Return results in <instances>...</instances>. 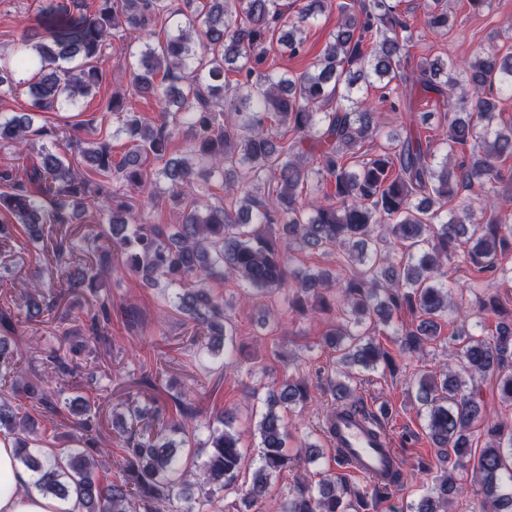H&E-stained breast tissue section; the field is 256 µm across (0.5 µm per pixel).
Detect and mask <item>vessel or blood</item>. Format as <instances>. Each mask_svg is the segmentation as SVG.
Here are the masks:
<instances>
[{
  "instance_id": "vessel-or-blood-1",
  "label": "vessel or blood",
  "mask_w": 512,
  "mask_h": 512,
  "mask_svg": "<svg viewBox=\"0 0 512 512\" xmlns=\"http://www.w3.org/2000/svg\"><path fill=\"white\" fill-rule=\"evenodd\" d=\"M330 439L349 460L359 476L375 481L400 467L399 457L388 440L375 437L367 416L337 412Z\"/></svg>"
}]
</instances>
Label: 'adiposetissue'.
Instances as JSON below:
<instances>
[{
  "instance_id": "ef3b65f1",
  "label": "adipose tissue",
  "mask_w": 512,
  "mask_h": 512,
  "mask_svg": "<svg viewBox=\"0 0 512 512\" xmlns=\"http://www.w3.org/2000/svg\"><path fill=\"white\" fill-rule=\"evenodd\" d=\"M29 480L18 465L11 440L0 438V512H63L64 503L26 491Z\"/></svg>"
}]
</instances>
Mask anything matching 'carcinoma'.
Segmentation results:
<instances>
[{"mask_svg": "<svg viewBox=\"0 0 512 512\" xmlns=\"http://www.w3.org/2000/svg\"><path fill=\"white\" fill-rule=\"evenodd\" d=\"M332 0H302L290 16L280 0H98L95 11L77 17L52 6L43 9L44 33L19 41L13 65L0 69V95L28 85L31 110L0 116V144L23 152L29 137L51 139L38 162L18 177L0 170V236L22 225L44 260L60 259L68 238L45 244L44 225L73 224L87 202L107 215L112 243L74 271L66 287L95 290L102 277L117 271L113 256L147 286L162 279L179 289L174 307L192 324L197 350L219 352L233 342L226 303L206 284L232 278L249 289L248 298H271L289 288L292 308L308 313L314 298L321 313H336L323 334L337 353L339 379L330 382L329 412L359 408L357 366L394 373L396 357L413 359L437 344L448 316L456 325L448 335V356L457 367L427 371L418 379L416 400L426 417L428 436L448 464L446 474L409 506L408 512H448L467 493L456 477L471 472L480 485V512H512V421L484 414L475 377L495 380L503 405L512 407V310L497 298L481 297L484 280L512 282V211L500 200L512 186V124L500 120L497 99L512 97V54L484 53L469 63L413 61L408 52L413 31L399 10L400 0H350L337 4L339 19L322 53L303 72L291 74L269 62L268 45H283L291 57L304 52V28ZM430 31L450 26L447 0H430ZM155 27L164 38L153 46L129 45L131 89L118 85L101 111L116 115L132 145L120 161L104 141L77 136L57 138L38 115L63 105L76 107L100 91L106 78L95 62L110 37L124 30ZM238 74L224 83V71ZM382 83L390 106L403 99L399 85L433 93L448 107L445 135L422 138L411 129L393 135L372 151L364 143L380 135L379 115L354 96L358 81ZM398 85L391 86L392 82ZM162 97L166 107L154 119L128 111L130 95ZM191 131L187 153L169 155L176 128ZM78 155L96 176L81 172L68 154ZM214 172L224 178L227 200L218 205L186 204L182 222L153 224L135 214L125 188L146 191L160 174L174 200L189 196L198 177ZM479 189L490 212L477 213L461 199ZM300 244L310 250L336 251V268L309 272L290 264L287 252ZM457 258L475 277L467 292L478 313L496 317L483 332V320L456 299L445 281V263ZM352 270L348 276L341 274ZM48 310L37 290L24 301L25 319L37 321ZM395 337L397 354L376 336ZM16 323L0 311V436L13 439L16 460L35 472L32 487L63 502L76 496L81 512H172L175 501L193 496L196 487L232 486L245 460L234 419L224 413V428L212 429L204 443L202 468L189 475L176 456L177 434H188L196 412L178 399L179 417L165 416L152 403L127 407L115 415L121 477L103 482L98 460L80 448L49 457L35 448L41 422L30 409L54 411L57 405L39 382H19ZM71 355L85 350L77 329L63 332ZM30 401L18 404V392ZM312 400L304 380L271 388L258 423V458L245 497L256 499L271 479L298 463L314 467L324 455L328 417L317 436L296 454L286 452L283 413ZM76 417L87 447L97 444L91 403L65 401ZM482 430L483 447L472 436ZM400 482L369 483L360 491L346 478L296 482L280 512H351L389 494Z\"/></svg>", "mask_w": 512, "mask_h": 512, "instance_id": "carcinoma-1", "label": "carcinoma"}]
</instances>
